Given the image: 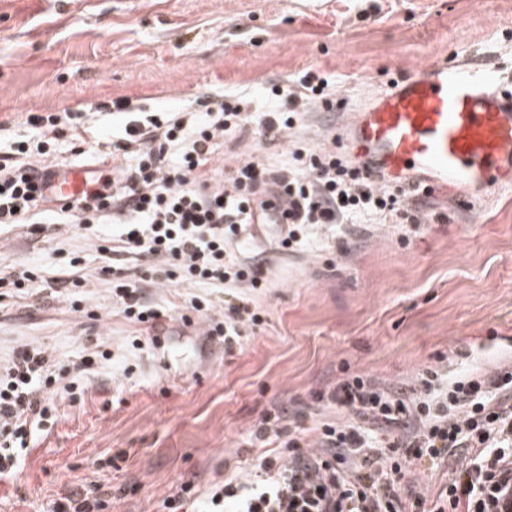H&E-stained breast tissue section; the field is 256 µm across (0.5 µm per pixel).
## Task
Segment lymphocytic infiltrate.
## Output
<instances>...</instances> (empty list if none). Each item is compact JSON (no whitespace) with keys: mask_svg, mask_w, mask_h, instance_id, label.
Returning <instances> with one entry per match:
<instances>
[{"mask_svg":"<svg viewBox=\"0 0 512 512\" xmlns=\"http://www.w3.org/2000/svg\"><path fill=\"white\" fill-rule=\"evenodd\" d=\"M331 94L328 78L309 70L296 85H272L271 102L260 110L242 93L208 97L200 114L114 100L125 120L111 143L112 169L68 202L48 195L43 163L62 142L77 156L94 150L81 134L85 116L30 114L31 136L0 147V227L76 225L106 256L121 312L143 326L145 345L160 344L167 310L145 302L143 286L198 283L226 296L219 316L210 313L211 299L191 298L204 336L228 351L243 346L265 321L255 294L269 285L262 263L238 255L258 200L287 206L280 246L290 251L321 226L418 221L406 190L376 188L371 174L331 150L299 148L289 164L211 168L225 139L252 127L265 139L284 138L311 105L332 106ZM112 223L118 233L102 236L100 226ZM144 260L148 278L138 274ZM54 364L29 343L0 362V477L17 472L16 449L26 447L57 399H75L91 366L82 359L58 373ZM329 407L339 419H322ZM312 431L313 450H302L300 436ZM279 439L284 452L260 454L248 479L233 474L211 484L210 512H408L413 502L429 504V512H512V362L453 379L430 367L400 388L345 377L318 392L313 405L270 409L249 437L253 444ZM407 454L450 468L433 501L412 496L401 482L398 459Z\"/></svg>","mask_w":512,"mask_h":512,"instance_id":"f902f5d3","label":"lymphocytic infiltrate"}]
</instances>
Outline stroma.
Segmentation results:
<instances>
[{
	"mask_svg": "<svg viewBox=\"0 0 512 512\" xmlns=\"http://www.w3.org/2000/svg\"><path fill=\"white\" fill-rule=\"evenodd\" d=\"M440 57H483L512 73V0H0V140L30 135L28 113L80 110L104 143L113 123L98 105L127 97L195 110L245 92L260 106L268 84L309 69L329 74L351 109ZM330 122L306 116L273 144L250 129L212 166L325 146ZM277 239L266 226L245 250L268 261L272 286L259 297L266 322L242 348L225 352L182 324L204 288L180 284L146 289L172 318L159 346L139 350L105 259L79 231L60 243L26 225L0 229V274L30 263L52 277L57 247L82 249L85 282L71 297L95 313L78 318L46 291L0 299V357L34 341L64 365L97 336L112 352L94 359L77 402L35 431L16 477L0 480V512H51L93 487L112 512H169L165 499L184 484L196 493L180 512H203L213 480L253 469L261 450L247 439L272 406L312 402L345 376L399 385L443 357L463 371L512 354L511 189L431 202L418 227H380L345 252L330 228L295 253Z\"/></svg>",
	"mask_w": 512,
	"mask_h": 512,
	"instance_id": "obj_1",
	"label": "stroma"
}]
</instances>
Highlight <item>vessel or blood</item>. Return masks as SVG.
Wrapping results in <instances>:
<instances>
[{"label":"vessel or blood","mask_w":512,"mask_h":512,"mask_svg":"<svg viewBox=\"0 0 512 512\" xmlns=\"http://www.w3.org/2000/svg\"><path fill=\"white\" fill-rule=\"evenodd\" d=\"M331 132L337 152L425 199L447 192L469 203L512 189V92L477 58L414 70L337 113ZM49 182L71 198L86 187L83 171L69 167Z\"/></svg>","instance_id":"b4317fda"}]
</instances>
